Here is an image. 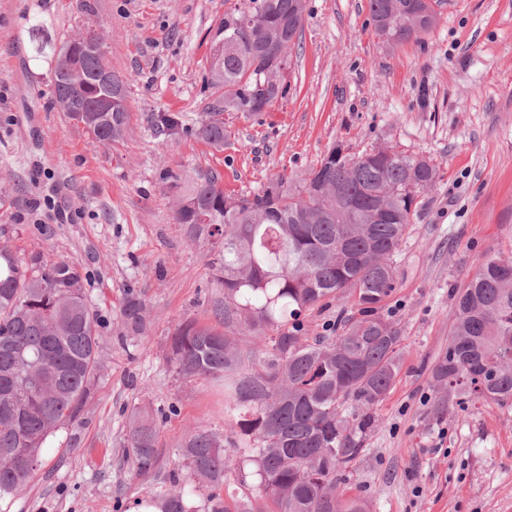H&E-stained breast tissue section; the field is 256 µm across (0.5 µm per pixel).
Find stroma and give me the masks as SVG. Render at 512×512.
<instances>
[{
    "mask_svg": "<svg viewBox=\"0 0 512 512\" xmlns=\"http://www.w3.org/2000/svg\"><path fill=\"white\" fill-rule=\"evenodd\" d=\"M240 0H0V228L21 258L68 261L105 323L98 386L50 435L25 488L0 512H127L184 478L179 447L224 429V380L178 374L168 340L187 321L223 329L210 239L174 223V176L219 174L250 195L298 180L329 147L382 144L429 158L432 190L395 256L385 311L401 328V365L374 408L345 495L372 512H512V403L444 398L432 381L448 347L452 294L486 260L512 256V0H441L424 40L383 43L368 0H306L288 53L287 91L257 117L224 115V147L195 133L213 99L211 37ZM52 48L88 28L127 82L129 133L105 146L53 105ZM177 113L176 133L156 129ZM138 294L152 314L127 337L120 309ZM154 419L158 461L139 473L130 421Z\"/></svg>",
    "mask_w": 512,
    "mask_h": 512,
    "instance_id": "obj_1",
    "label": "stroma"
}]
</instances>
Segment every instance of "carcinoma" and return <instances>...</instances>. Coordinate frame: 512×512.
<instances>
[{"label":"carcinoma","instance_id":"1","mask_svg":"<svg viewBox=\"0 0 512 512\" xmlns=\"http://www.w3.org/2000/svg\"><path fill=\"white\" fill-rule=\"evenodd\" d=\"M375 30L394 44L430 32L417 10L433 0H368ZM305 0H243L212 34L215 97L196 129L224 147V113L259 116L286 88L281 73L302 27ZM54 102L68 118L111 144L128 133L125 82L106 56L74 37L53 52ZM112 74V115L93 108ZM436 166L394 146L350 154L336 144L307 178L283 175L252 196L224 194L218 174L198 172L179 191L174 221L191 237L216 240L211 267L224 288V331L193 321L169 339V358L186 377L224 376L233 419L221 436L191 431L181 458L210 489L160 493L164 512H367L338 491L362 451L359 434L400 370L401 328L384 314L395 291L393 257L412 224L416 199L433 188ZM348 294L358 313L341 336H304L303 313ZM126 330L143 334L145 301L131 293L120 311ZM105 346L102 326L75 266L25 262L0 245V497L21 489L48 436L73 422L95 388ZM432 379L448 396L512 401V257L491 258L455 294L448 348ZM141 473L157 461L145 415L130 432ZM256 481L260 496L225 481Z\"/></svg>","mask_w":512,"mask_h":512}]
</instances>
